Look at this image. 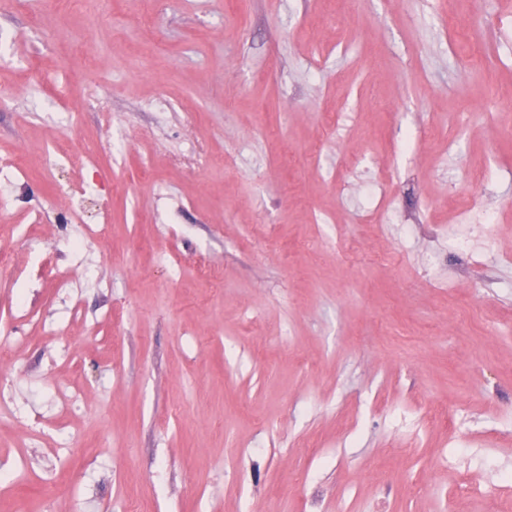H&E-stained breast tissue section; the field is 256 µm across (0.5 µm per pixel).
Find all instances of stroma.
<instances>
[{
	"label": "stroma",
	"instance_id": "1",
	"mask_svg": "<svg viewBox=\"0 0 512 512\" xmlns=\"http://www.w3.org/2000/svg\"><path fill=\"white\" fill-rule=\"evenodd\" d=\"M0 46V159L57 135L30 82L80 113L0 222V512H512V0H40ZM94 178L109 238L19 231Z\"/></svg>",
	"mask_w": 512,
	"mask_h": 512
}]
</instances>
